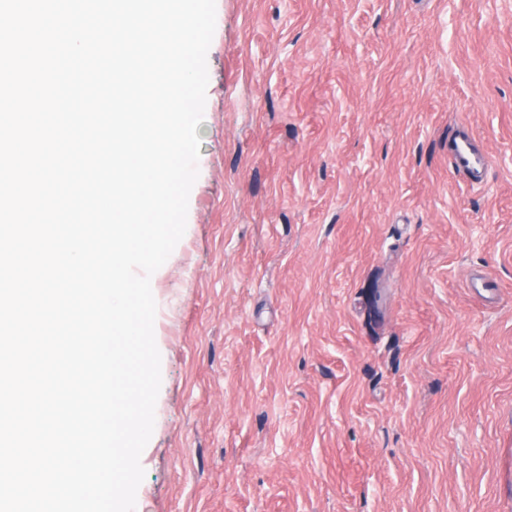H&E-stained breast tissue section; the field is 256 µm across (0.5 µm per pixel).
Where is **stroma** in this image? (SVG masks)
<instances>
[{"instance_id":"obj_1","label":"stroma","mask_w":512,"mask_h":512,"mask_svg":"<svg viewBox=\"0 0 512 512\" xmlns=\"http://www.w3.org/2000/svg\"><path fill=\"white\" fill-rule=\"evenodd\" d=\"M207 67L135 512H512V0H216ZM448 156L459 173L474 182L483 181L489 161L469 134L460 132L448 140Z\"/></svg>"}]
</instances>
